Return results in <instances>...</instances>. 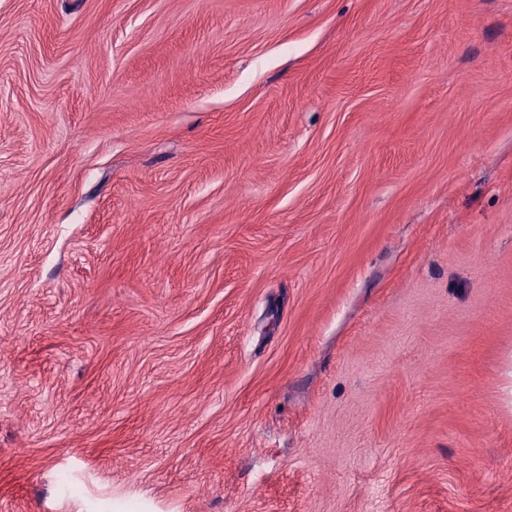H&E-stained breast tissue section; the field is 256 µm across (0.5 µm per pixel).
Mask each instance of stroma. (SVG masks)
I'll list each match as a JSON object with an SVG mask.
<instances>
[{
  "label": "stroma",
  "instance_id": "obj_1",
  "mask_svg": "<svg viewBox=\"0 0 512 512\" xmlns=\"http://www.w3.org/2000/svg\"><path fill=\"white\" fill-rule=\"evenodd\" d=\"M0 512H512V0H0Z\"/></svg>",
  "mask_w": 512,
  "mask_h": 512
}]
</instances>
